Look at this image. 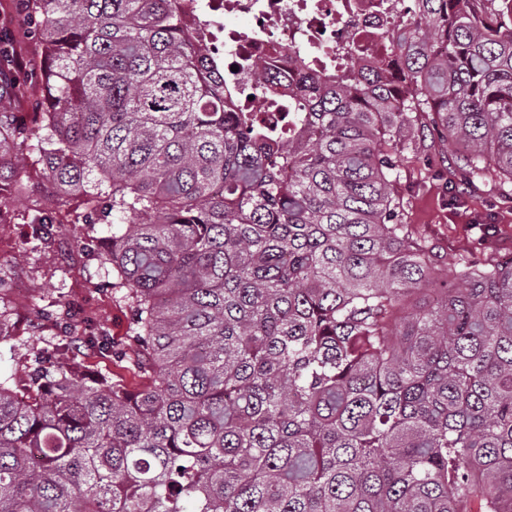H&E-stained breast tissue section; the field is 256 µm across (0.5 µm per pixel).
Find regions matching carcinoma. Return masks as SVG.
Returning a JSON list of instances; mask_svg holds the SVG:
<instances>
[{"instance_id": "obj_1", "label": "carcinoma", "mask_w": 512, "mask_h": 512, "mask_svg": "<svg viewBox=\"0 0 512 512\" xmlns=\"http://www.w3.org/2000/svg\"><path fill=\"white\" fill-rule=\"evenodd\" d=\"M25 2L44 95L28 128L0 91V185L33 138L96 211L153 383L65 342L0 376V512H512V260L441 264L388 148L424 119L464 188L512 184V0H418L392 61L301 74L277 133L228 111L181 0Z\"/></svg>"}]
</instances>
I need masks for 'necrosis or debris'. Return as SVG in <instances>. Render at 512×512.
<instances>
[{
	"label": "necrosis or debris",
	"mask_w": 512,
	"mask_h": 512,
	"mask_svg": "<svg viewBox=\"0 0 512 512\" xmlns=\"http://www.w3.org/2000/svg\"><path fill=\"white\" fill-rule=\"evenodd\" d=\"M416 0H185L187 30L226 66L235 111L287 124L296 104L286 93L298 66L327 78L388 58L385 33L410 17ZM264 63L272 82L258 81Z\"/></svg>",
	"instance_id": "necrosis-or-debris-1"
}]
</instances>
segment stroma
Masks as SVG:
<instances>
[{"instance_id": "35a3bbf8", "label": "stroma", "mask_w": 512, "mask_h": 512, "mask_svg": "<svg viewBox=\"0 0 512 512\" xmlns=\"http://www.w3.org/2000/svg\"><path fill=\"white\" fill-rule=\"evenodd\" d=\"M411 138L401 136L396 152L394 188L400 199L399 219L410 225L443 262L459 267L483 265L512 256V186L488 181L466 193L452 195L462 182L447 149L432 128ZM50 187L35 169L19 183L0 190L8 201L10 223L0 224V281L14 282L19 292L7 304L12 318L0 345V372L23 379L35 355L54 351L61 340L73 342L80 369L105 374L131 390L149 385L131 339V311L122 293L112 289L110 266L87 258L84 247L99 248L87 227L75 223L70 208L57 209L48 241L28 238L23 216L34 203L45 202ZM491 224L493 234L483 233ZM77 294L89 302L88 318L112 339L107 353L83 341L80 324L71 320L68 303Z\"/></svg>"}]
</instances>
